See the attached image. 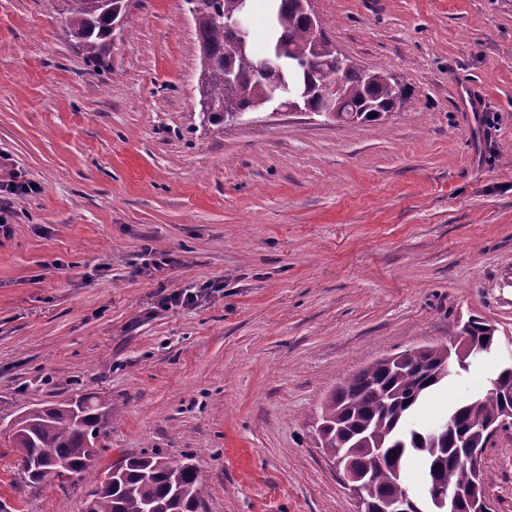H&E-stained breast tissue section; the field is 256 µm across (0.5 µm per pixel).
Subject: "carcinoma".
Masks as SVG:
<instances>
[{"label":"carcinoma","mask_w":512,"mask_h":512,"mask_svg":"<svg viewBox=\"0 0 512 512\" xmlns=\"http://www.w3.org/2000/svg\"><path fill=\"white\" fill-rule=\"evenodd\" d=\"M268 16L267 53L281 48L285 61L278 78L290 96L308 103L327 119L375 121L403 107L405 90L390 77L369 74L354 66L336 68V46L326 36L313 37L303 0H263ZM237 0H209L194 18L199 42V73L215 109L201 113L211 126L224 125V115L250 110L269 90V79L254 72V51L227 53L224 15L235 12ZM123 0H60L58 15L70 27L88 62L99 66L112 52V28ZM239 74L236 89L224 91V73ZM474 347L492 345L496 329L474 319L464 327ZM488 340H483V337ZM400 364L382 360L348 378L323 404L322 448L331 457L346 456L353 471L367 479L368 498L375 502L398 494L408 463L420 459L425 476L446 490L474 481L485 483L460 462L462 444H481L487 427L503 416L501 394L486 391L448 409V432L434 437L409 421L427 397L448 379L452 352L404 351ZM112 427V401L93 394L72 400L25 406L21 417L3 432L5 445L20 457L29 483L38 485L64 466L69 474L87 473L104 451L100 444ZM202 477L191 459L174 460L161 453H144L114 463L97 479L83 512H199L203 505Z\"/></svg>","instance_id":"1"}]
</instances>
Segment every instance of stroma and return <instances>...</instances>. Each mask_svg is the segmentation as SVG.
<instances>
[{
	"label": "stroma",
	"instance_id": "stroma-1",
	"mask_svg": "<svg viewBox=\"0 0 512 512\" xmlns=\"http://www.w3.org/2000/svg\"><path fill=\"white\" fill-rule=\"evenodd\" d=\"M57 0H0V422L93 393L104 469L192 458L203 512H360L318 438L350 375L495 326L494 357L449 377L427 426L512 363V0H313L401 110L200 123L184 0H129L100 69ZM162 270H154L156 262ZM204 291L192 306L173 292ZM481 466L512 512V430ZM84 475L27 486L0 442V512H81Z\"/></svg>",
	"mask_w": 512,
	"mask_h": 512
}]
</instances>
